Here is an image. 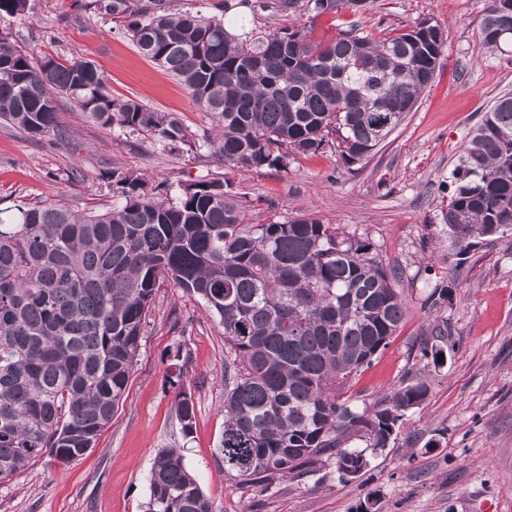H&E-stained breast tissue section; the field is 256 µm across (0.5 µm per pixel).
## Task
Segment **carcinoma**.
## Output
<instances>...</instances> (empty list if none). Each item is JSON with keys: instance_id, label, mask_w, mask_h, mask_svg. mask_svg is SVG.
I'll return each instance as SVG.
<instances>
[{"instance_id": "obj_1", "label": "carcinoma", "mask_w": 512, "mask_h": 512, "mask_svg": "<svg viewBox=\"0 0 512 512\" xmlns=\"http://www.w3.org/2000/svg\"><path fill=\"white\" fill-rule=\"evenodd\" d=\"M368 0H289L317 15L366 9ZM28 0H0L22 16ZM123 34L212 118L199 138L250 172L333 143L359 163L412 111L441 67L444 30L423 19L378 40L355 30L236 34L224 17L177 12L171 0H105ZM512 41V0H491L482 49ZM102 127L172 151L190 142L172 114L117 100L86 60L37 61L0 32V120L32 138L63 139L57 95ZM443 215L461 244L512 231V94L499 97L452 171ZM123 200L101 211L31 204L0 215V476L51 454L69 463L93 448L126 393L156 291L165 282L204 303L224 331V472L252 483L298 474L325 455L354 479L389 447L398 422L429 394L417 376L372 409L347 395L406 312L405 268L370 244L315 219L248 222L245 203L219 181L174 198L115 175ZM419 345L423 367L448 354V322ZM183 435L195 419L181 380H168ZM366 442L348 445L352 437ZM146 512H213L183 449H161Z\"/></svg>"}]
</instances>
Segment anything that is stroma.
I'll return each mask as SVG.
<instances>
[{"label":"stroma","mask_w":512,"mask_h":512,"mask_svg":"<svg viewBox=\"0 0 512 512\" xmlns=\"http://www.w3.org/2000/svg\"><path fill=\"white\" fill-rule=\"evenodd\" d=\"M488 0H369L362 13L313 16L267 8L234 9L244 30L294 25L315 34L349 27L379 36L428 19L445 31L444 61L415 107L371 155L346 164L336 148L289 154L283 164L243 173L206 144L170 152L101 127L69 100L59 104L66 138H30L0 123V210L64 202L89 210L111 204L114 173L163 184L169 196L216 180L250 202L261 224L309 217L368 238L377 259L405 268L406 315L389 345L351 380L358 403L374 405L401 385L417 346L445 318L452 348L443 367L427 368V400L402 419L389 448L372 455L359 478L339 479L334 459L263 487L225 475L215 448L224 431V335L203 303L172 284L159 288L124 402L80 459L45 455L0 481V512H144L149 475L161 448L182 445L185 463L215 512H512V235L474 239L461 249L444 230L452 171L466 142L498 97L512 93V43L481 50ZM0 30L32 57L94 63L113 97L173 113L192 134L211 118L173 77L120 31L94 0H29ZM451 289L443 307L427 296L437 279ZM181 372L195 404L183 435L171 373Z\"/></svg>","instance_id":"obj_1"}]
</instances>
